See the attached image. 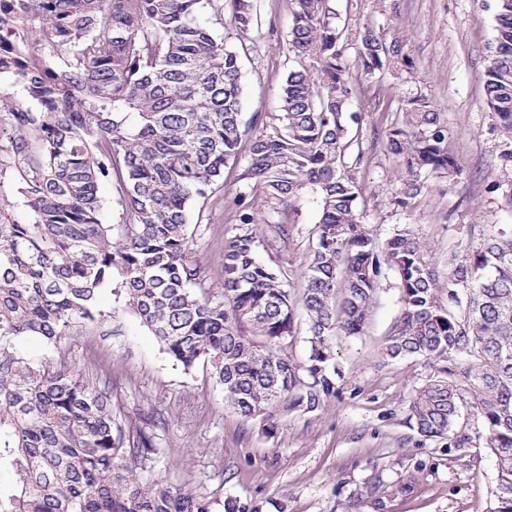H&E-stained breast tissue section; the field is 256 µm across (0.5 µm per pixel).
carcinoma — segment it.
<instances>
[{
	"mask_svg": "<svg viewBox=\"0 0 512 512\" xmlns=\"http://www.w3.org/2000/svg\"><path fill=\"white\" fill-rule=\"evenodd\" d=\"M293 64L280 111L241 121L242 71L216 26L224 8L240 34L258 24L254 0H13L0 45L26 98L0 90V166L11 169L28 214L0 211V512H212L208 500L145 487L136 466L153 437L128 438L109 393L77 371L19 354L16 341L55 344L73 324L96 320L100 290L117 294L184 368L204 363L227 405L260 417L314 412L336 395L333 341L363 333L383 270L395 273L402 308L384 354L438 364L415 390L408 423L422 437L461 448V408L479 419L496 459L494 508L512 512V234L484 240L436 273L425 245L404 228L380 244L366 231L354 146L362 116L346 111L359 72L344 55L349 32L329 0H290ZM495 49L485 95L512 142V0H496ZM365 73L411 66L399 41L369 26L354 35ZM385 147L405 171L393 204L421 193L422 174L457 175L448 126L414 97ZM248 156L234 198L239 232L224 243V294H205L207 272L189 254V214L221 191L224 167ZM116 183L123 222L102 220L99 186ZM318 192L301 296L309 355L285 343L297 333L295 300L280 270L256 257L255 206L292 211Z\"/></svg>",
	"mask_w": 512,
	"mask_h": 512,
	"instance_id": "1",
	"label": "carcinoma"
}]
</instances>
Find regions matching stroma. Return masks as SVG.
<instances>
[{"instance_id": "35a3bbf8", "label": "stroma", "mask_w": 512, "mask_h": 512, "mask_svg": "<svg viewBox=\"0 0 512 512\" xmlns=\"http://www.w3.org/2000/svg\"><path fill=\"white\" fill-rule=\"evenodd\" d=\"M258 4L259 29L247 43H240L232 23L216 30L241 56L246 123L278 111L292 60L289 0ZM330 6L336 25H369L386 41H401L411 60L362 77L349 102L363 118L358 179L364 226L381 242L409 228L447 274L454 256L512 230V168L500 160L506 143L485 98L495 0H331ZM417 96L447 123L461 173L422 176L421 194L401 209L392 203L401 169L383 140ZM240 169L237 163L225 167L223 197L207 205L201 223L189 226L190 254L206 267L217 297L224 242L236 232L232 208L243 189ZM319 217L317 196L308 190L285 216L289 239L271 225L258 227L259 259L281 269L292 288L304 286L301 272ZM401 306L398 280L387 273L364 334L336 338L341 377L335 397L310 413L279 414L271 432L227 406L209 367L188 371L167 354L113 288L100 291V317L75 324L59 344L25 337L16 347L39 361L67 362L108 389L117 420L155 437L157 452L143 467L144 482L206 498L213 512H224L228 499L245 512H491L495 460L476 436L477 419L466 417L457 427L472 437L463 448L421 437L407 421L409 401L431 367L420 357L382 353Z\"/></svg>"}]
</instances>
